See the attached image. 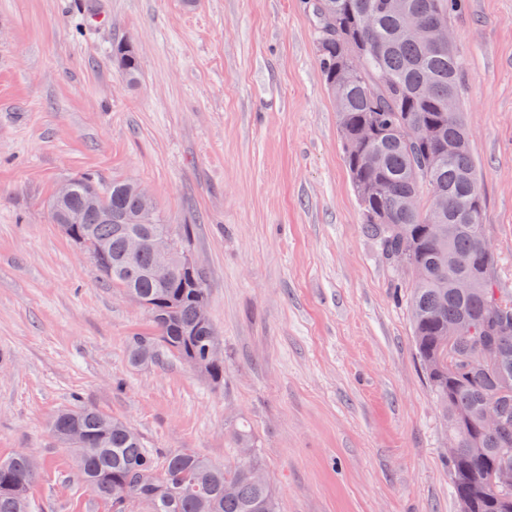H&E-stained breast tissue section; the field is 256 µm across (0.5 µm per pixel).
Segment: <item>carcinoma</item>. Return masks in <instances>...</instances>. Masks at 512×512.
Masks as SVG:
<instances>
[{
    "instance_id": "1",
    "label": "carcinoma",
    "mask_w": 512,
    "mask_h": 512,
    "mask_svg": "<svg viewBox=\"0 0 512 512\" xmlns=\"http://www.w3.org/2000/svg\"><path fill=\"white\" fill-rule=\"evenodd\" d=\"M392 0H307L316 34L319 65L326 88L335 84L336 66L345 60L355 78L341 97L338 113L344 161L357 197L363 224L381 254L396 268L408 265L412 286L405 299L416 353L435 398L448 437L458 442L449 459L453 490L464 512H512V491L491 493L484 479L503 460H512V296L500 288L497 261L483 253L488 242L482 224L480 176L470 151L463 112L448 118V91L461 93L465 62L459 54L432 52L403 39L404 15ZM407 9L448 23V0H402ZM128 81L138 77L135 56L117 49ZM423 127L429 135L409 141L403 131ZM372 128L376 139L356 152L347 144ZM459 142L453 152L448 143ZM70 193L61 211L83 212L67 238L79 246L90 240L107 250L93 256L101 275L115 288L146 302L153 323L150 335L131 337L129 361L148 364L165 351L194 367L215 384L224 380V357L214 354L220 343L213 326L199 324L197 309L207 302L205 276L175 274L164 282L154 274L159 256L145 248L130 263L124 254L129 233H169L155 207H145L139 185L132 181L107 186L79 175L69 179ZM104 194L112 211L104 222L90 210L93 194ZM414 194L421 207L406 213L399 202ZM443 196L446 211L431 213L434 198ZM449 226L448 249L462 266L453 268L438 252L429 232L433 221ZM175 266L189 253L188 232L173 234ZM482 270L481 287L459 288L464 276ZM465 321L457 344L458 371L448 372L441 348L448 323ZM472 355L489 361L477 370L466 362ZM498 415L494 431L483 427L486 410ZM51 431L71 448L76 470L86 486L112 507V512H280L275 489L261 480L255 439L246 427L232 429L240 461L233 467L214 463L191 448L158 457L143 447L125 421L95 407L79 406L58 413ZM79 439L71 441V433ZM37 461L18 451L0 460V512H33L31 486Z\"/></svg>"
}]
</instances>
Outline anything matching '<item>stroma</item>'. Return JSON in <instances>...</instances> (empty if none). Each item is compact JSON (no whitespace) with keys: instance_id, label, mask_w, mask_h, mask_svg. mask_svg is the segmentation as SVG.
Listing matches in <instances>:
<instances>
[{"instance_id":"1","label":"stroma","mask_w":512,"mask_h":512,"mask_svg":"<svg viewBox=\"0 0 512 512\" xmlns=\"http://www.w3.org/2000/svg\"><path fill=\"white\" fill-rule=\"evenodd\" d=\"M448 22L511 293L512 0H462ZM83 174L144 186L188 229L223 384L166 354L129 363L148 313L52 221ZM398 284L362 223L304 0H0V458L37 460L36 512H111L49 429L78 403L157 455L222 465L245 420L280 512H460Z\"/></svg>"}]
</instances>
